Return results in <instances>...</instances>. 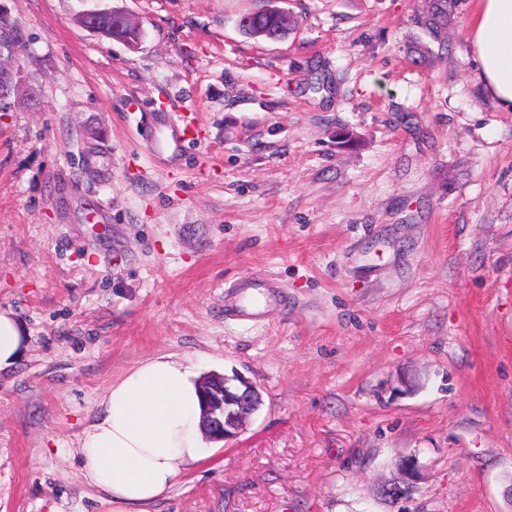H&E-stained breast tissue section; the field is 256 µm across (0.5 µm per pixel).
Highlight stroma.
I'll return each mask as SVG.
<instances>
[{"label":"stroma","mask_w":512,"mask_h":512,"mask_svg":"<svg viewBox=\"0 0 512 512\" xmlns=\"http://www.w3.org/2000/svg\"><path fill=\"white\" fill-rule=\"evenodd\" d=\"M0 5L23 42L0 57V309L25 330L0 512H113L80 438L167 354L262 404L150 512H512V112L471 79L469 0L444 50L425 0H286L279 42L237 27L265 0H111L134 48L76 23L89 0ZM167 97L201 125L170 157L146 144Z\"/></svg>","instance_id":"obj_1"}]
</instances>
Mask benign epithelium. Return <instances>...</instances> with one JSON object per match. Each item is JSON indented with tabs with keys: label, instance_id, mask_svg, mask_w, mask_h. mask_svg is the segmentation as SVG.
Here are the masks:
<instances>
[{
	"label": "benign epithelium",
	"instance_id": "obj_1",
	"mask_svg": "<svg viewBox=\"0 0 512 512\" xmlns=\"http://www.w3.org/2000/svg\"><path fill=\"white\" fill-rule=\"evenodd\" d=\"M77 22L86 30L100 34L110 28L112 37L128 41L130 30L137 22L126 12L110 7L91 8L77 15ZM207 393L203 426L205 431L218 430L220 439L226 441L237 436L245 419L252 414L257 386L245 377L230 379L215 376L202 384ZM416 475V465L411 458L405 459V482L389 489L393 495H402L410 488V480Z\"/></svg>",
	"mask_w": 512,
	"mask_h": 512
}]
</instances>
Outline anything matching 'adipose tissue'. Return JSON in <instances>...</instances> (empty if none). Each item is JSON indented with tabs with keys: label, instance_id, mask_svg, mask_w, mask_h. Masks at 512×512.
I'll return each mask as SVG.
<instances>
[{
	"label": "adipose tissue",
	"instance_id": "obj_1",
	"mask_svg": "<svg viewBox=\"0 0 512 512\" xmlns=\"http://www.w3.org/2000/svg\"><path fill=\"white\" fill-rule=\"evenodd\" d=\"M472 80L502 112H512V0H473L466 23ZM190 357L149 358L113 382L82 433L85 480L117 512H148L205 448L199 386Z\"/></svg>",
	"mask_w": 512,
	"mask_h": 512
}]
</instances>
